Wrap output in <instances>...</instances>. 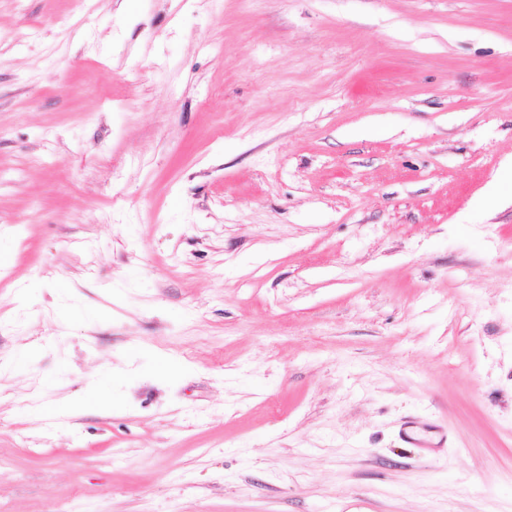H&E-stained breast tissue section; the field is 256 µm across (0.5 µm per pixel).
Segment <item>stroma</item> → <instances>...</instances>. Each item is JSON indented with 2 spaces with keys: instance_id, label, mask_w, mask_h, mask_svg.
<instances>
[{
  "instance_id": "35a3bbf8",
  "label": "stroma",
  "mask_w": 512,
  "mask_h": 512,
  "mask_svg": "<svg viewBox=\"0 0 512 512\" xmlns=\"http://www.w3.org/2000/svg\"><path fill=\"white\" fill-rule=\"evenodd\" d=\"M511 156L512 0H0V512H512Z\"/></svg>"
}]
</instances>
